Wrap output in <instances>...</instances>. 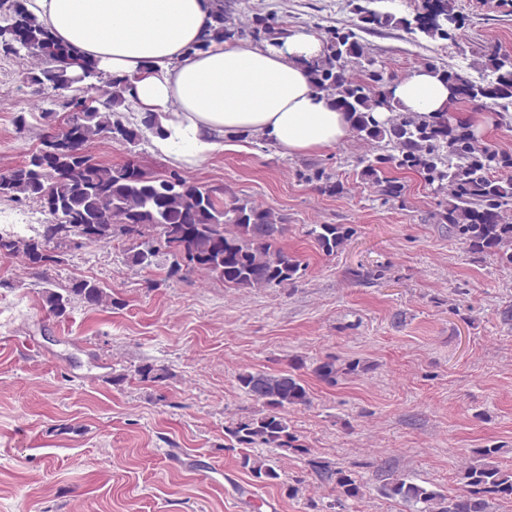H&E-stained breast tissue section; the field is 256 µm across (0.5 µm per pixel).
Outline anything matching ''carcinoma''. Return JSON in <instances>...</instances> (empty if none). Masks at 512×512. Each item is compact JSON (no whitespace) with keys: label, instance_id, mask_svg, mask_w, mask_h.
Returning a JSON list of instances; mask_svg holds the SVG:
<instances>
[{"label":"carcinoma","instance_id":"cac0c4a2","mask_svg":"<svg viewBox=\"0 0 512 512\" xmlns=\"http://www.w3.org/2000/svg\"><path fill=\"white\" fill-rule=\"evenodd\" d=\"M0 14V54L32 57L37 64L25 79L38 99L68 95L69 112L58 128L45 136L41 147L19 164L0 170V201L32 202L50 217L36 235L0 232V255L20 257L30 269L61 262L57 249L76 238L85 245L126 239V261L151 267L160 258L169 262L168 276L200 271L228 288L260 291L295 282L301 260L282 244L287 218L250 198L224 187L190 184L176 172L155 173L136 161L109 164L96 159L89 146L105 141L131 154L162 132L159 117L133 109L131 82L105 73L77 50L60 44L46 24L28 12L26 0H4ZM359 23L327 27L322 55L308 65L312 88L331 99L343 112L354 137L371 146L357 159L356 177L381 205L404 204L406 185L395 173L412 172L441 196L436 224L467 252L490 257L512 267V152L479 142L475 125L452 113L423 115L408 112L394 99L395 83L384 61L369 51L360 32L394 24L406 33L430 41H452L461 26L456 0H422L415 13L397 17L359 0L354 7ZM283 34L272 15L253 17L246 27L226 21L224 10L212 15L201 43L252 38L277 44ZM419 68L443 81L456 103H474L512 117V52L489 45L468 68L447 69L435 57ZM80 71L91 80L75 86ZM486 73L476 81L472 72ZM322 195L346 191L343 182L326 169L300 173ZM307 234L326 256L343 250L351 239L345 224H310ZM44 308L56 317L79 300L91 308L118 304L112 290L97 281L78 279L64 288L43 291ZM355 360L341 368L328 356L313 373L333 384L339 374L359 369ZM304 361L278 373L244 369L238 388L265 408L258 417L239 419L224 427L231 447L245 450L275 448L286 454L296 449L289 432L288 412L311 403L308 387L296 374ZM497 448H476L461 472L460 490L446 496L405 474L386 478L382 492L408 505L410 512H488L493 500H512V466L496 461ZM243 468L263 482L280 474L276 461L245 454ZM320 477L334 485L335 505L363 495V484L349 470L328 463L315 464Z\"/></svg>","mask_w":512,"mask_h":512}]
</instances>
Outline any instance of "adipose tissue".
I'll return each instance as SVG.
<instances>
[{
	"mask_svg": "<svg viewBox=\"0 0 512 512\" xmlns=\"http://www.w3.org/2000/svg\"><path fill=\"white\" fill-rule=\"evenodd\" d=\"M62 44L117 77L132 81L138 111L160 115L159 149L176 164L195 166L223 147L224 136L253 132L295 156L334 147L349 135L343 112L310 85L308 65L323 49L305 29L280 45L201 41L215 0H27ZM410 112H445L447 86L425 71L395 84Z\"/></svg>",
	"mask_w": 512,
	"mask_h": 512,
	"instance_id": "adipose-tissue-1",
	"label": "adipose tissue"
}]
</instances>
